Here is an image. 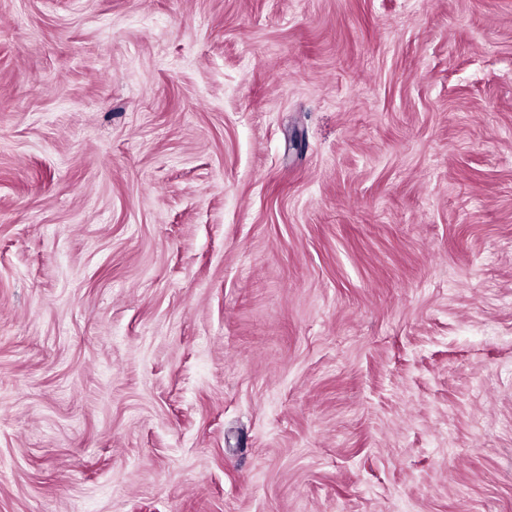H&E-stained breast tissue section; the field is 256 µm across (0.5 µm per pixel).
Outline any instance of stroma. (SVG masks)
I'll return each mask as SVG.
<instances>
[{
	"mask_svg": "<svg viewBox=\"0 0 512 512\" xmlns=\"http://www.w3.org/2000/svg\"><path fill=\"white\" fill-rule=\"evenodd\" d=\"M0 512H512V0H0Z\"/></svg>",
	"mask_w": 512,
	"mask_h": 512,
	"instance_id": "1",
	"label": "stroma"
}]
</instances>
